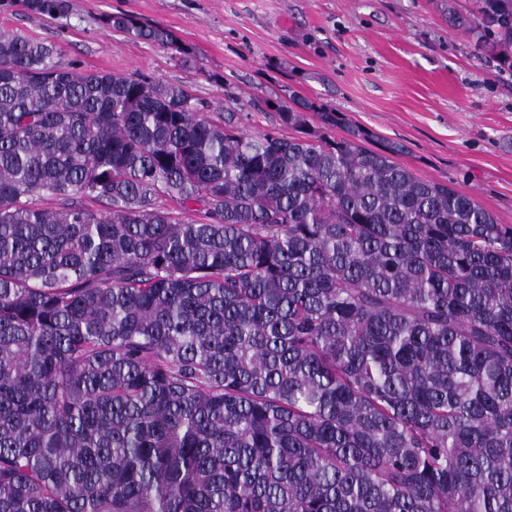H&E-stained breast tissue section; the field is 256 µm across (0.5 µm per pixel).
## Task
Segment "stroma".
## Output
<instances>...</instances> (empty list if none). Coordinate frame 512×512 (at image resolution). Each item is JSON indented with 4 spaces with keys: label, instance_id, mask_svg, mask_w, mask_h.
I'll use <instances>...</instances> for the list:
<instances>
[{
    "label": "stroma",
    "instance_id": "35a3bbf8",
    "mask_svg": "<svg viewBox=\"0 0 512 512\" xmlns=\"http://www.w3.org/2000/svg\"><path fill=\"white\" fill-rule=\"evenodd\" d=\"M472 0H69L66 17L0 6V33L54 43L59 62L185 85L211 117L272 128L268 99L297 95L397 143L396 163L473 197L512 224V70L451 25ZM127 13L160 23L188 58L105 27Z\"/></svg>",
    "mask_w": 512,
    "mask_h": 512
}]
</instances>
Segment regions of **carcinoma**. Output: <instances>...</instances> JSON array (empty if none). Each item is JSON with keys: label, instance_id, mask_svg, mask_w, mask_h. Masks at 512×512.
<instances>
[{"label": "carcinoma", "instance_id": "1", "mask_svg": "<svg viewBox=\"0 0 512 512\" xmlns=\"http://www.w3.org/2000/svg\"><path fill=\"white\" fill-rule=\"evenodd\" d=\"M57 55L0 34V512H512V224L309 100L250 133Z\"/></svg>", "mask_w": 512, "mask_h": 512}]
</instances>
